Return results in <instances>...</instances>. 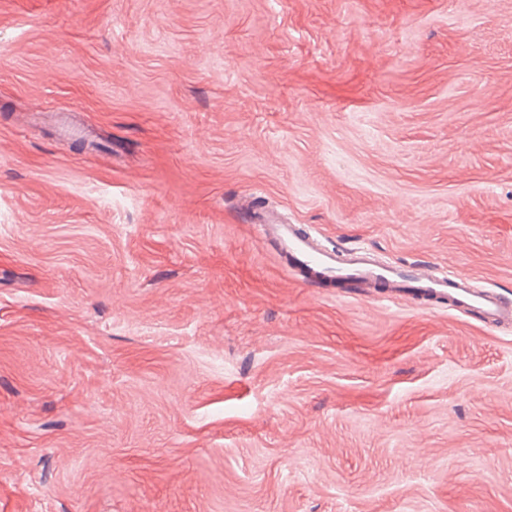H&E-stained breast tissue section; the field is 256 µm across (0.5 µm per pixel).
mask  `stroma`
Segmentation results:
<instances>
[{
	"instance_id": "35a3bbf8",
	"label": "stroma",
	"mask_w": 512,
	"mask_h": 512,
	"mask_svg": "<svg viewBox=\"0 0 512 512\" xmlns=\"http://www.w3.org/2000/svg\"><path fill=\"white\" fill-rule=\"evenodd\" d=\"M512 0H0V512H512ZM258 229L264 240L288 254L294 266L318 267L324 275L349 283L369 299L375 292L379 293L376 288L385 285L391 293L416 292L422 297L448 300L458 307L477 311L490 327L512 325V300L493 289L473 288L468 276H439L428 263H378L360 248L352 249L345 260H340L334 250L319 248L294 224L274 219L258 224Z\"/></svg>"
}]
</instances>
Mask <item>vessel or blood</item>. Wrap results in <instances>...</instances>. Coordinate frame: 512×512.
I'll list each match as a JSON object with an SVG mask.
<instances>
[{
  "instance_id": "1",
  "label": "vessel or blood",
  "mask_w": 512,
  "mask_h": 512,
  "mask_svg": "<svg viewBox=\"0 0 512 512\" xmlns=\"http://www.w3.org/2000/svg\"><path fill=\"white\" fill-rule=\"evenodd\" d=\"M258 229L264 240L274 243L288 255L293 265L318 267L324 275L349 283L365 296L374 295L382 286L396 294L416 292L476 311L489 326L512 325V299L492 289L473 288L468 276H440L434 266L427 263H379L360 248L353 249L342 260L335 251L319 248L311 237L294 225L273 219L265 220Z\"/></svg>"
}]
</instances>
